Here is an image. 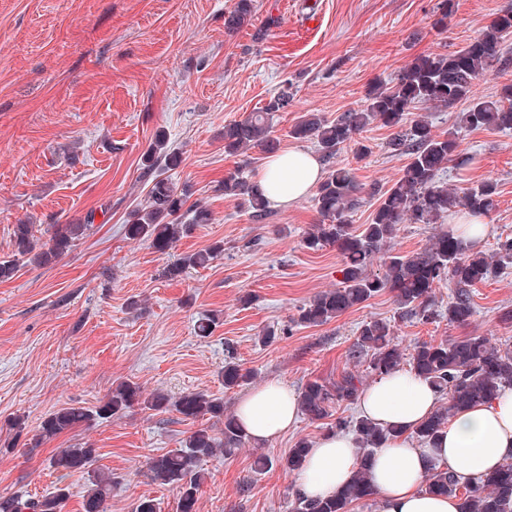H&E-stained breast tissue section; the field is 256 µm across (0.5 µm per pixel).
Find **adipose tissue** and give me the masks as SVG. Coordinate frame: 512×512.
I'll use <instances>...</instances> for the list:
<instances>
[{"label": "adipose tissue", "instance_id": "obj_1", "mask_svg": "<svg viewBox=\"0 0 512 512\" xmlns=\"http://www.w3.org/2000/svg\"><path fill=\"white\" fill-rule=\"evenodd\" d=\"M322 174L320 159L298 147L271 156L254 182L271 205L289 206L308 195ZM440 397L433 385L411 372L376 379L357 401L359 414L379 425L396 427L398 436L385 440L366 459L353 433L323 435L308 450L298 477L299 494L309 499L336 494L365 460L368 479L382 502L381 512H460L454 497L425 490V471L439 463L464 483L512 461V389L460 410L434 443H418L412 434L435 410ZM297 414V395L278 379L251 390L236 408L241 428L256 445L287 432Z\"/></svg>", "mask_w": 512, "mask_h": 512}]
</instances>
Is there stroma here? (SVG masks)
I'll return each instance as SVG.
<instances>
[{
  "label": "stroma",
  "mask_w": 512,
  "mask_h": 512,
  "mask_svg": "<svg viewBox=\"0 0 512 512\" xmlns=\"http://www.w3.org/2000/svg\"><path fill=\"white\" fill-rule=\"evenodd\" d=\"M234 2L0 0V259L12 255L19 220L43 234L94 218L57 263L19 260L15 276L0 283V495L52 492L61 480L51 456L88 445L93 461L63 480L70 489L64 512H82L98 471L113 479L106 512H135L143 498L155 499L161 512H179L176 491L148 477L149 462L198 428L220 434L221 420L137 404L36 449L10 428L20 418L33 434L59 408L95 409L124 381L147 394L202 391L223 399L229 414L269 379L298 392L353 371L349 351L371 320L390 323L406 355L417 343L460 336L512 348V267L474 288L475 314L464 326L448 321L447 284L433 292L439 315L432 323L400 318L386 290L327 324H297L299 308L342 279L335 247L302 245L320 220L313 197L273 208L258 223L218 189L230 173L254 175L266 158L257 149L225 154V125L263 107L283 85L293 101L273 120L281 150L299 144L290 131L303 116L331 120L361 109L372 84L395 81L417 56L460 49L512 0H453L448 9L443 0H254L250 22L232 33L224 14ZM458 113L428 111L435 132L455 133L469 159L465 168L446 169L443 180L454 188L485 179L498 185L499 204L479 245L489 254L512 236V131L470 130ZM160 132L183 154L172 181L211 212L210 223L194 225L163 252L125 231L144 194L140 157ZM391 134L372 124L358 136L364 155L349 147L334 161L363 187L354 230L369 224L407 163L388 151ZM216 244L224 250L209 266L166 276L181 257ZM205 313L219 323L201 337L195 325ZM269 327L279 336L265 344ZM230 364L250 378L228 389ZM325 431L302 416L264 446L248 442L235 454L204 459L197 512H293L297 474L285 461L300 439ZM260 455L272 466L259 473Z\"/></svg>",
  "instance_id": "stroma-1"
}]
</instances>
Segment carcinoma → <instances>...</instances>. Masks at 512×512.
Returning a JSON list of instances; mask_svg holds the SVG:
<instances>
[{"label":"carcinoma","mask_w":512,"mask_h":512,"mask_svg":"<svg viewBox=\"0 0 512 512\" xmlns=\"http://www.w3.org/2000/svg\"><path fill=\"white\" fill-rule=\"evenodd\" d=\"M252 9L253 0H236L224 15V28L233 32L243 27L250 21ZM511 38L512 9H504L465 47L451 53L417 56L393 84L372 86L363 108L344 112L333 120L310 114L293 127L292 137L315 141L323 159L329 163L341 150L356 142L364 129L378 122L396 129L387 146L407 157L401 177L381 195L371 222L358 234L352 230L350 214L358 204L362 187L349 169L330 167L315 196L322 220L305 233L303 243L313 251L327 245L336 246L343 255V278L340 287L321 292L300 307L298 323L326 324L385 290L394 293L401 317L433 321L437 317L432 303L433 288L443 282L452 286L448 322L459 326L469 323L475 313L472 289L488 279L493 263L512 264V237L499 240L495 253L488 255L464 244L454 231L442 230L421 252L387 256L380 275L368 271V266L390 246L403 224H437L459 210L488 215L496 207L497 184L490 179L461 190L450 188L441 180L446 164L455 162L462 166L466 162L455 135L436 134L425 114L409 122L406 116L417 107L452 108L463 103L465 109L459 113V123L465 127L512 130V84L504 86L496 98L474 93L480 77L512 66V57L504 47ZM291 99L292 94L285 87L260 110L225 125L224 151L237 154L255 148L275 150L273 119L275 113L288 107ZM182 162V153L172 149L161 134L142 155L139 181L146 193L144 202L126 224L129 238L149 240L156 250L163 252L187 233L189 225L211 221L210 211L201 204L186 206L187 192L178 190L166 177L167 172L179 168ZM221 190L224 195L241 200L254 221L268 218L266 200L247 177L231 173L224 177ZM93 223L90 214L83 224H56L46 241L37 236L36 225L24 221L14 225V258L0 260V280L14 276L17 258L38 266L54 264ZM222 250L223 246L214 245L187 255L167 269V276L177 278L188 268H205ZM349 356L355 365H366V371L377 377L400 370L405 360L393 341L390 326L383 321H369L361 326ZM407 360L411 371L448 393V406L437 409L416 431L417 438L426 444L434 441L449 415L468 405L489 401L506 387L512 388V349L496 347L485 337L422 342ZM249 376L250 372L240 366L228 365L224 369V387L238 386ZM361 385L362 377L353 372L334 382L310 381L298 395L301 413L312 422L327 419L332 416L333 406L354 402ZM136 404L155 411L171 408L190 419L206 415L224 418L221 435L213 434L206 427L199 428L180 447L152 459L148 466L153 482L176 491L180 512H196L197 495L204 480L200 469L202 459L216 452L229 455L245 444V434L235 415L224 414V402L219 398L202 392H187L175 399L160 392L145 395L137 384L123 382L100 400L93 411L72 405L51 413L31 441L37 447L81 426L93 416L107 419ZM342 429L352 431L367 454L390 435L388 429L361 417L355 420L338 417L329 427L331 431ZM309 447L305 439L296 443L289 452L288 469L301 468ZM94 455L93 448H62L53 456L52 466L62 481L71 472L84 468ZM90 484L92 488L85 495L83 512H104L105 502L112 497V474L96 472L90 476ZM426 489L438 495H454L459 482L447 468L434 465L429 469ZM371 495L366 472L361 469L334 496L312 501L296 497L295 512H350L353 503ZM68 498L69 489L65 485L24 503L0 497V512H63ZM460 500L462 512H512V462L464 489Z\"/></svg>","instance_id":"obj_1"}]
</instances>
